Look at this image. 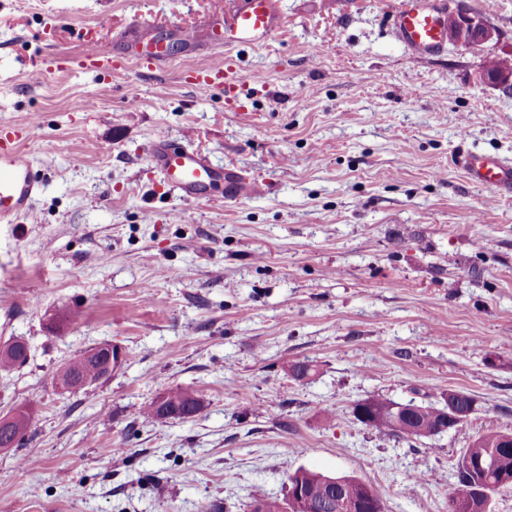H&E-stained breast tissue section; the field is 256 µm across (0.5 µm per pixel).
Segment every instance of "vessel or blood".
Wrapping results in <instances>:
<instances>
[{
    "label": "vessel or blood",
    "mask_w": 512,
    "mask_h": 512,
    "mask_svg": "<svg viewBox=\"0 0 512 512\" xmlns=\"http://www.w3.org/2000/svg\"><path fill=\"white\" fill-rule=\"evenodd\" d=\"M392 26L413 55L428 57L441 53L448 40L446 0H401L391 16ZM279 0H226L220 18L206 22L212 44L218 46L265 45L279 29ZM139 24L127 26L111 42L86 40L79 64L93 71L111 64L113 59L130 56L146 69L166 63L170 55L164 44L146 43L139 36ZM185 82L198 86H238L236 71L229 61L212 55H198L185 73ZM34 126L14 129L0 123V223L14 224L27 214L33 200L44 187L39 170L29 161L21 141L34 138ZM151 161L161 174V185L181 201L194 204L206 198L216 177L224 179V198L237 201L260 192L259 184L242 178L232 170L217 174L208 157L200 151L165 138L155 140L149 149ZM468 178L501 197L512 196V159L497 154H466L458 159Z\"/></svg>",
    "instance_id": "1"
}]
</instances>
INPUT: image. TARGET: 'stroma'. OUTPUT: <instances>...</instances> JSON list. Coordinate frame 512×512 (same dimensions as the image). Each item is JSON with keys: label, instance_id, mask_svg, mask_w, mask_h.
Listing matches in <instances>:
<instances>
[{"label": "stroma", "instance_id": "obj_1", "mask_svg": "<svg viewBox=\"0 0 512 512\" xmlns=\"http://www.w3.org/2000/svg\"><path fill=\"white\" fill-rule=\"evenodd\" d=\"M399 2L282 0L265 46L221 48L200 24L224 0H0V121L40 123L24 151L46 179L0 224V345L30 349L0 373V412L32 408L0 453V512H249L300 467L358 478L384 512H448L474 436L512 429V197L456 163L512 157V92L479 79L512 55V0H447L500 38L423 58L391 25ZM145 20L199 28L197 48L151 71L62 68ZM199 48L232 62L238 90L183 82ZM160 137L263 193L157 192ZM103 343L119 368L59 392L62 364ZM167 387L201 410L145 421ZM451 389L474 410L432 438L354 414Z\"/></svg>", "mask_w": 512, "mask_h": 512}]
</instances>
